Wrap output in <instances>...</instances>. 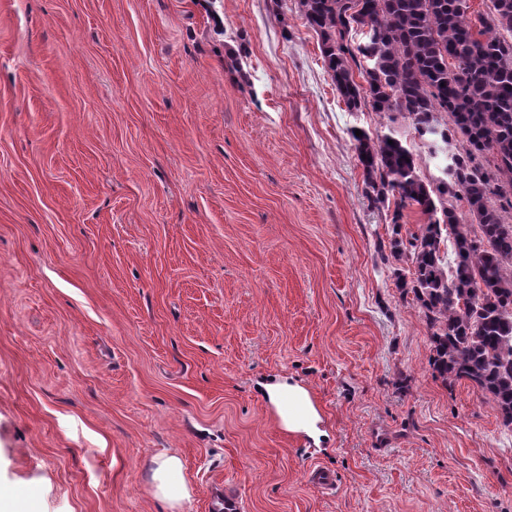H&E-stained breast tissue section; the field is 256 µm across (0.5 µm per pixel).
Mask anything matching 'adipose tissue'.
Wrapping results in <instances>:
<instances>
[{"mask_svg": "<svg viewBox=\"0 0 512 512\" xmlns=\"http://www.w3.org/2000/svg\"><path fill=\"white\" fill-rule=\"evenodd\" d=\"M262 394L273 406L284 429L306 434L316 443L325 437L322 418L305 388L285 381L268 382L263 384ZM152 463L154 496L174 506L188 501L191 490L180 456L166 451L153 456Z\"/></svg>", "mask_w": 512, "mask_h": 512, "instance_id": "adipose-tissue-1", "label": "adipose tissue"}]
</instances>
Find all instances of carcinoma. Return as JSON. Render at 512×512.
Returning <instances> with one entry per match:
<instances>
[{"label":"carcinoma","mask_w":512,"mask_h":512,"mask_svg":"<svg viewBox=\"0 0 512 512\" xmlns=\"http://www.w3.org/2000/svg\"><path fill=\"white\" fill-rule=\"evenodd\" d=\"M298 0L321 39L332 82L351 110L371 107L410 119L448 153L432 189L413 153L393 134L353 136L366 185L383 203L396 196L389 241L412 276L396 273L429 329L430 365L443 384L468 380L512 426V0ZM366 29L353 44L352 30ZM364 80L356 82L354 70ZM446 112L451 125L435 115ZM465 202L462 223L445 195ZM417 206L429 223L399 238L402 210ZM452 231L454 258L441 251Z\"/></svg>","instance_id":"carcinoma-1"}]
</instances>
